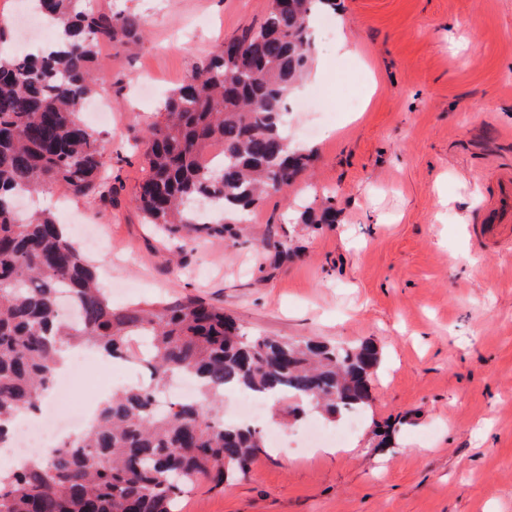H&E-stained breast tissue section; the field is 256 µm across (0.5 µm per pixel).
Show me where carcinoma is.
Here are the masks:
<instances>
[{"label": "carcinoma", "mask_w": 512, "mask_h": 512, "mask_svg": "<svg viewBox=\"0 0 512 512\" xmlns=\"http://www.w3.org/2000/svg\"><path fill=\"white\" fill-rule=\"evenodd\" d=\"M56 17L61 46L18 57L0 51V441L23 410L50 394L62 345L93 346L114 359L139 360L150 384L112 395L87 432L62 442L32 465L0 469V512H173L201 479L216 486L246 475L263 447L256 428L224 424V391L277 401L290 418L336 415L370 399L380 353L353 345L253 336L224 309L186 300L117 308L49 212L21 217L16 197L61 183L75 195L107 199L106 162L79 112L96 85L103 43L139 37L134 14L104 13L86 0H36ZM333 0H271L263 22L224 40L171 92L162 112L135 140L149 166L134 201L145 222L184 250L192 233L237 240L262 198L284 192L312 156L284 133L291 91L312 60L310 17ZM214 144L224 163L201 158ZM304 224H332L326 207ZM66 294L78 318L57 312ZM176 376L193 379L201 401L157 396Z\"/></svg>", "instance_id": "cac0c4a2"}]
</instances>
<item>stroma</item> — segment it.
I'll use <instances>...</instances> for the list:
<instances>
[{"instance_id": "obj_1", "label": "stroma", "mask_w": 512, "mask_h": 512, "mask_svg": "<svg viewBox=\"0 0 512 512\" xmlns=\"http://www.w3.org/2000/svg\"><path fill=\"white\" fill-rule=\"evenodd\" d=\"M270 3L91 0L144 23L138 43L98 50L112 123L93 129L112 199L61 184L38 196L60 223L101 229L86 258L115 306L193 298L252 334L368 339L382 354L342 450L304 447L306 421L290 422L296 447L202 481L178 512H512V247L473 235L512 166V0H336L362 54L337 56V29L315 17L287 129L311 168L253 207L242 244L200 238L173 264L134 203L147 174L135 136ZM327 201L335 223H298Z\"/></svg>"}]
</instances>
